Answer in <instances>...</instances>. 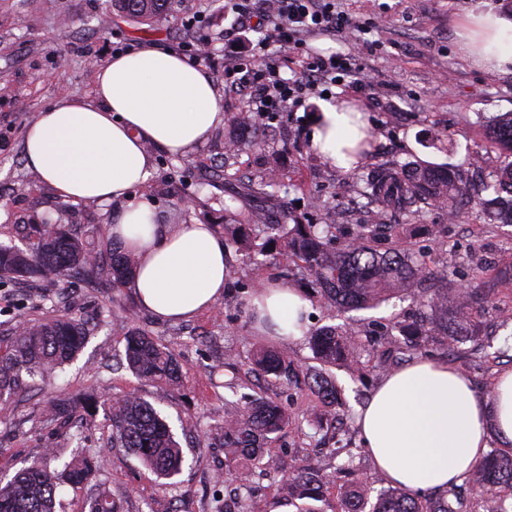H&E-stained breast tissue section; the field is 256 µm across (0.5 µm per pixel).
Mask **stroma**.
<instances>
[{
    "mask_svg": "<svg viewBox=\"0 0 512 512\" xmlns=\"http://www.w3.org/2000/svg\"><path fill=\"white\" fill-rule=\"evenodd\" d=\"M343 7L361 31L339 36L315 35L308 44L321 54L361 51L356 64L372 78V86L358 92L333 87L331 95L313 97L286 121L274 122L281 138L275 144L281 171L291 188L283 200L290 212L320 223L323 212L314 210L313 200L334 207L344 225L367 224L371 208L347 187L351 174L329 166L310 144L312 117L323 105H349L361 112L372 147L361 171L381 168L410 155L446 163L471 182L489 180L503 161L500 151L487 142L486 121L502 112H512V71L491 72L472 62L456 35L468 14L486 7L512 16V0H343ZM232 20L222 0H168L165 12L139 23L119 11L112 0H0V242L19 244V224H39L62 216L76 224L82 235L101 239L111 235V206L94 201L65 203L48 184L24 165L23 138L39 112L56 100L57 85L69 94L93 95L96 73L112 58L117 45L151 43L181 56L193 53L196 42L210 44L209 63L223 67L226 57L245 51L255 32L238 41L225 42L224 29ZM237 134L241 142L242 171L262 161L250 132H233L230 126L216 128L208 139L185 156L173 157L153 150L154 173L148 187L135 190L132 202L147 204L164 224L184 222L212 225L223 232L224 183L215 181L205 190L203 204L183 209L174 199L155 193L166 177L180 183L181 196H195L199 181L209 176L211 163L224 151V137ZM483 157L482 170H474L471 158ZM425 226L408 239L412 252L427 271L448 275L457 287L474 288L478 300L472 320L481 333L501 331L512 319V226L489 224L478 211L452 220L441 210L429 211ZM440 225L433 237L431 225ZM342 229L337 244L346 241ZM287 268L270 257L258 264L243 262L241 254L230 257V294L210 309L188 319L160 321L142 309L130 289L106 282L63 281L32 285L22 280L0 283V338L10 336L18 322L67 315L86 321L90 330L79 356L58 369L48 384H36L9 397L0 413V476H12L34 458L46 457L50 468L61 469L77 446L54 427L45 425L43 413L49 400L65 393L74 398L87 395L117 398L136 394L154 405L179 440L185 462L181 472L161 478L143 467L123 449L113 447L111 426L104 413L83 423L81 446L99 452L103 467L97 484L111 488L119 499L120 512H213L229 491L239 498L260 501L261 512H297V501L280 490L301 453L315 454L316 423L321 414L310 393L286 385L275 377H255L248 359L257 346L274 345L253 322L249 300L260 282L281 278ZM291 287L301 290L311 302L309 330L341 325L366 333L372 325L391 328L394 321L410 320L421 312L416 299L393 298L368 310L339 312L327 308L316 291L299 277ZM135 328L146 330L168 347L179 365V384L169 388L146 382L119 367L126 337ZM471 342L446 350L440 337L423 342L417 356L448 360L472 382L477 395H485L493 379L512 362L485 367L475 362ZM343 389L344 415L351 447L371 491L386 489L361 449L355 430L360 409L367 403L384 375L367 369L365 378L347 370H335ZM235 380L236 390L225 388ZM265 392L295 415L296 421L268 443L276 469L259 476L245 468L227 472L224 450L213 441L224 422V400L231 393Z\"/></svg>",
    "mask_w": 512,
    "mask_h": 512,
    "instance_id": "stroma-1",
    "label": "stroma"
}]
</instances>
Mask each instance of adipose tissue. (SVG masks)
Instances as JSON below:
<instances>
[{
    "mask_svg": "<svg viewBox=\"0 0 512 512\" xmlns=\"http://www.w3.org/2000/svg\"><path fill=\"white\" fill-rule=\"evenodd\" d=\"M457 35L474 63L493 71L512 66V19L473 14ZM223 122L224 108L202 67L144 45L107 63L92 99L59 95L24 136L26 166L60 196L114 204L112 238L137 261L129 287L161 320L190 317L223 296L224 239L207 224L159 223L148 205L129 198L151 177V148L184 155ZM361 137L349 114L330 105L311 144L347 168L352 160L343 149ZM252 308L267 335L303 336L310 306L301 290L264 282ZM358 425L386 483L417 494L444 491L474 468L489 435L512 443V369L479 396L447 362L407 364L377 386Z\"/></svg>",
    "mask_w": 512,
    "mask_h": 512,
    "instance_id": "1",
    "label": "adipose tissue"
}]
</instances>
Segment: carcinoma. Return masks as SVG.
<instances>
[{
	"label": "carcinoma",
	"mask_w": 512,
	"mask_h": 512,
	"mask_svg": "<svg viewBox=\"0 0 512 512\" xmlns=\"http://www.w3.org/2000/svg\"><path fill=\"white\" fill-rule=\"evenodd\" d=\"M129 17L149 21L160 15L167 0H115ZM488 140L499 149L512 152V113L490 118L486 124ZM237 156V142H224V180ZM276 158H271L259 175L234 178L229 199L224 201V223L234 226L231 243L236 251L254 262L269 253L286 264L298 266L299 275L318 290L331 307L345 311L371 308L395 296L413 295L422 299L431 311L425 324L397 326L391 343L417 347L427 336H442L446 346L474 339L477 328L470 319L475 292L456 288L443 280L435 288L418 289L424 267L415 255L397 248L384 252L375 247L381 235H400L405 224H358L348 231V240L336 248L338 225L304 224L288 211L277 215L275 202L288 195L290 185L278 176ZM492 197L480 198L455 171L418 157L403 165L390 166L366 179L363 195L380 212L398 210L416 216L426 209H443L453 218L462 217L478 206L492 224H512V162L503 165L490 185ZM35 248L23 250L0 242V280H68L77 275L89 281L102 277L112 287L122 288L132 278L135 258L113 244L94 246L62 225L18 224ZM86 339L84 324L75 318L25 321L17 326L5 350H0V403L3 396L27 386L23 376L46 381L55 369L74 359ZM313 358L320 368L302 372L287 347L259 348L252 354L257 370L278 379L290 380L304 375L308 390L317 397L325 417L340 405V394L328 369L342 366L351 373L366 367L363 356L373 357V347L359 340L346 328L326 327L309 336ZM122 365L141 379L175 384L178 365L173 354L148 332L136 328L126 338ZM92 417L99 408L107 412L112 426V446L123 448L158 476L170 478L184 464L182 449L170 427L149 402L135 394L99 400L74 401L59 395L44 412L45 423L61 428L69 425L74 409ZM290 415L281 404L268 397L224 400V426L219 441L228 466L247 465L266 475L273 459L265 457L264 442L281 431ZM329 454L342 463L333 474L308 458L300 460L294 473L282 480L288 497L301 501L298 512H317L309 502L319 501L322 490L334 485L339 489L341 512H470L464 492L471 490L482 498L483 512H505L501 498L512 496V453L490 451L466 477L437 498L420 499L395 486L369 502L363 481L350 467L353 449L337 443ZM102 467L99 456L86 451L73 454L62 470L50 469L42 461H33L7 481L0 480V512H57V494L61 485L80 489ZM90 512H118L112 490L98 489Z\"/></svg>",
	"instance_id": "1"
}]
</instances>
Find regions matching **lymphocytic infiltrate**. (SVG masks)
<instances>
[{
	"instance_id": "lymphocytic-infiltrate-1",
	"label": "lymphocytic infiltrate",
	"mask_w": 512,
	"mask_h": 512,
	"mask_svg": "<svg viewBox=\"0 0 512 512\" xmlns=\"http://www.w3.org/2000/svg\"><path fill=\"white\" fill-rule=\"evenodd\" d=\"M235 15L224 38H240L255 28L260 36L248 54L225 62L224 88L244 98L260 117H275L298 110L311 97L321 95L324 83L352 76L354 54L337 53L327 58L304 56L309 36L336 33L349 28L348 14L336 0H231ZM300 53L299 76L286 79L272 64L274 54Z\"/></svg>"
}]
</instances>
